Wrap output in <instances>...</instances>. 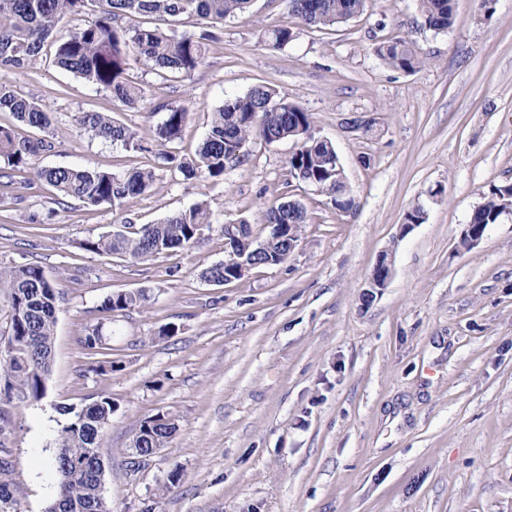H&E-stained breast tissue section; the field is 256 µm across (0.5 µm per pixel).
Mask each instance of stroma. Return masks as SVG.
Here are the masks:
<instances>
[{"label": "stroma", "mask_w": 512, "mask_h": 512, "mask_svg": "<svg viewBox=\"0 0 512 512\" xmlns=\"http://www.w3.org/2000/svg\"><path fill=\"white\" fill-rule=\"evenodd\" d=\"M287 19L283 0H253L190 76L131 68L144 92L137 109H118L49 51L12 75L64 136L34 166L157 174L119 210L60 198L26 170L0 178V265L37 264L61 280L45 397L0 400V463L19 512H46L56 494L59 407L101 395L115 405L100 450L112 512H512V213L458 247L483 192L512 184V0L487 21L477 0H455L446 33L422 26L415 0H366L348 23L264 45L260 29ZM403 36L430 60L412 74L373 53ZM261 82L334 144L351 210L294 178L288 139L251 140L223 177L186 181L156 152L75 128L78 113L107 112L149 143L158 104L185 105L177 149L189 157L225 97ZM354 117L368 133L349 129ZM283 196L309 216L288 258L205 282L226 255L225 225L247 221L264 239V211ZM200 201L211 221L191 248L136 261L81 247ZM415 207L425 221L406 226ZM386 250L393 275L366 299ZM140 288L151 291L147 307L101 311L110 294ZM167 325L176 335L162 336ZM95 327L103 346L91 350L82 340ZM98 361L111 369L95 370ZM158 413L177 430L130 471L132 439Z\"/></svg>", "instance_id": "stroma-1"}]
</instances>
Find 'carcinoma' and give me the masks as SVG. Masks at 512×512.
<instances>
[{
	"label": "carcinoma",
	"mask_w": 512,
	"mask_h": 512,
	"mask_svg": "<svg viewBox=\"0 0 512 512\" xmlns=\"http://www.w3.org/2000/svg\"><path fill=\"white\" fill-rule=\"evenodd\" d=\"M454 0H417L422 26L437 33L453 25ZM250 0H0V71L22 73L36 66L45 43L67 15L82 16L84 23L57 43L54 63L89 83L112 93L120 106L135 109L144 101L142 89L131 83L127 71L140 65L159 75L188 76L205 64L207 43L217 38L216 29L228 17L246 11ZM292 22L266 30L262 41L282 49L297 37V24L327 28L345 23L364 11L365 0H285ZM184 15L206 21L208 29L199 35L176 36L160 26ZM374 53L388 68L411 74L422 69L428 59L408 38L383 40ZM164 121L154 131L162 165L179 172L184 179L224 176L229 165L244 161L242 144L255 138L267 143L296 138L302 142L292 154L289 166L296 178L310 181L343 211L353 206L348 190L338 181L336 162L325 142L312 134L311 115L298 104L280 95L275 88L259 83L247 92L231 95L214 112L212 124L195 155L183 158L170 150L181 139L189 109L161 104ZM0 112H11L17 121L48 134V138L16 136L0 126V163L10 170L27 168L31 159L54 147L59 138L52 128L50 112L37 100L20 95L12 83L0 78ZM75 126L132 149H145L138 133L104 112H81ZM35 177L52 186L63 198H74L91 206L110 204L120 208L130 198L150 191L156 182L152 170L118 176L106 171L73 167H48L35 171ZM512 203V185L493 186L474 210L470 223L495 224L506 203ZM205 203L145 224L129 236L123 231L87 239L84 250L98 255H121L147 260L153 255L191 247L199 226L209 223ZM267 224H292L299 235L308 215L303 205L293 206L281 198L272 202L264 215ZM229 250L252 253V260L235 276L239 280L252 269L273 266L288 258V239L254 251L250 229L243 239L227 241ZM59 278L38 265L0 267V288L10 292L12 317L10 336L16 342L12 356H0V379L7 397L22 396L26 402L40 401L46 392L56 328ZM150 299L145 289L118 292L106 297L102 309L117 313L144 307ZM60 414L68 421L60 430L59 450L53 459L57 493L48 512H112L107 500L97 495L98 458L105 433L115 411L112 399L101 396L79 409L63 406ZM176 431L175 423L157 414L145 419L133 439L132 450L147 453L165 448Z\"/></svg>",
	"instance_id": "carcinoma-1"
}]
</instances>
